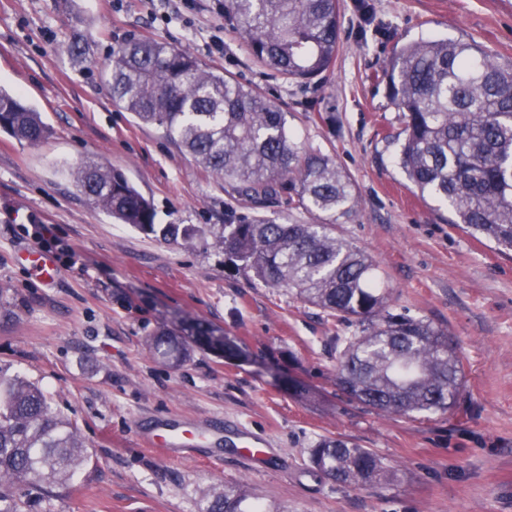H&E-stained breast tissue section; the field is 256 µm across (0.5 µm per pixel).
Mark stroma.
<instances>
[{"instance_id": "obj_1", "label": "stroma", "mask_w": 512, "mask_h": 512, "mask_svg": "<svg viewBox=\"0 0 512 512\" xmlns=\"http://www.w3.org/2000/svg\"><path fill=\"white\" fill-rule=\"evenodd\" d=\"M217 0H193L166 23L163 0H0V86L35 106L40 142L0 131V363L36 383L76 422L89 467L41 512H201L208 493L243 487L288 512H512V251L452 225L445 205L415 195L395 161L401 114L376 75L404 45L476 41L512 62V0H342L336 62L321 81L272 77L253 61ZM84 36L87 62L66 45ZM224 38L223 53L204 43ZM157 39L258 89L305 147L332 157L358 194L336 234L379 266L391 304L457 343L456 406L417 418L383 416L336 387V339L354 325L250 273L229 268L211 236L165 242L96 209L67 176L92 157L124 173L161 224L219 226L260 216L310 222L278 201L257 208L113 103L103 80L114 48ZM333 113V123L320 113ZM51 253L42 284L20 252ZM232 340L224 355L195 324ZM167 329L188 348L171 367L147 350ZM210 421L197 456L148 451V433ZM269 455L242 459L239 430ZM342 437L396 469L384 488L353 489L314 472L307 450Z\"/></svg>"}]
</instances>
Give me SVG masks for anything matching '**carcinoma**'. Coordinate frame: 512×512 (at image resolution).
Masks as SVG:
<instances>
[{
	"mask_svg": "<svg viewBox=\"0 0 512 512\" xmlns=\"http://www.w3.org/2000/svg\"><path fill=\"white\" fill-rule=\"evenodd\" d=\"M222 9L250 55L276 77L311 81L336 61L340 0H222ZM376 79L402 112L401 131L386 138L399 144L396 163L413 189L448 205L466 232L512 250V64L472 41L421 39L402 47ZM108 86L113 102L254 206L279 197L315 218L230 223L216 242L229 264L357 326L354 335L337 337L343 394L386 416L454 405L462 390L456 344L431 322L394 308L377 266L336 236V222L357 212L354 184L334 159L295 140L277 104L158 40L114 49ZM0 130L29 143L47 132L40 112L2 87ZM71 175L96 208L147 235L191 246L205 234L194 225L156 223L153 204L118 170L86 160ZM148 348L172 363L186 357L176 334L164 329L149 337ZM307 454L316 472L339 485L385 487L395 478L380 456L346 439H321ZM90 461L80 430L43 390L0 366V512H33ZM201 512L285 510L237 488L213 495Z\"/></svg>",
	"mask_w": 512,
	"mask_h": 512,
	"instance_id": "cac0c4a2",
	"label": "carcinoma"
}]
</instances>
